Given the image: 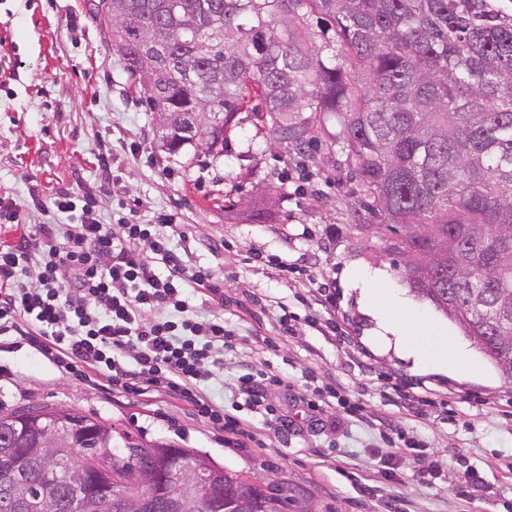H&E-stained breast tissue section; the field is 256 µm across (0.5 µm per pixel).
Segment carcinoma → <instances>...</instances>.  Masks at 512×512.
<instances>
[{"mask_svg": "<svg viewBox=\"0 0 512 512\" xmlns=\"http://www.w3.org/2000/svg\"><path fill=\"white\" fill-rule=\"evenodd\" d=\"M163 147L224 151V128L255 99L275 141L300 151L320 116L339 123L363 190L392 225L386 251L411 290L455 322L512 379L499 337L512 336V0H98ZM169 45L150 68L136 59L139 27ZM341 45L356 77L336 65ZM170 112H209L182 132ZM448 239V263L430 260ZM17 420L61 416L81 424L74 443L110 448L135 467L145 443L67 407L28 406ZM0 426V454L34 448L37 427ZM265 487L247 512H285Z\"/></svg>", "mask_w": 512, "mask_h": 512, "instance_id": "carcinoma-1", "label": "carcinoma"}]
</instances>
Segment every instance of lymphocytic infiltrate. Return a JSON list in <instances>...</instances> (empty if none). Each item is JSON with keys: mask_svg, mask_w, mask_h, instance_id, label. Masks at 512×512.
I'll return each instance as SVG.
<instances>
[{"mask_svg": "<svg viewBox=\"0 0 512 512\" xmlns=\"http://www.w3.org/2000/svg\"><path fill=\"white\" fill-rule=\"evenodd\" d=\"M53 205L77 221L43 224L0 245V337L26 335L127 392L163 385L225 433L244 437L239 420L200 390L223 367L235 332L223 318L189 310L190 290L209 287L211 274L173 249L170 218L113 226L71 195Z\"/></svg>", "mask_w": 512, "mask_h": 512, "instance_id": "1", "label": "lymphocytic infiltrate"}]
</instances>
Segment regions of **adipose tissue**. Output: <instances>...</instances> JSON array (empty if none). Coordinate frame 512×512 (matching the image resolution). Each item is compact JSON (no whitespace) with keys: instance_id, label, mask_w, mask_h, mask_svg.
I'll use <instances>...</instances> for the list:
<instances>
[{"instance_id":"adipose-tissue-1","label":"adipose tissue","mask_w":512,"mask_h":512,"mask_svg":"<svg viewBox=\"0 0 512 512\" xmlns=\"http://www.w3.org/2000/svg\"><path fill=\"white\" fill-rule=\"evenodd\" d=\"M357 279L382 334L391 335L399 350L413 357L418 365L446 374L479 372L478 363L460 342L386 288L380 275L363 272Z\"/></svg>"}]
</instances>
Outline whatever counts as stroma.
Returning a JSON list of instances; mask_svg holds the SVG:
<instances>
[{
    "instance_id": "35a3bbf8",
    "label": "stroma",
    "mask_w": 512,
    "mask_h": 512,
    "mask_svg": "<svg viewBox=\"0 0 512 512\" xmlns=\"http://www.w3.org/2000/svg\"><path fill=\"white\" fill-rule=\"evenodd\" d=\"M224 132V151L188 146L172 156L158 147L151 113L134 80L90 13V0H0V199L21 221L0 225V245L35 233L53 215L59 192L90 198L100 220L145 222L171 215L182 233L172 244L209 268L223 302L190 292L201 317L221 316L236 340L224 368L204 385L208 398L236 409L257 439L236 448L175 397L113 391L101 376L69 372L40 349L0 350V412L28 404L66 406L98 417L144 442L163 441L206 455L225 469L306 500L312 512H512V382L475 343L478 376L419 369L380 343L377 324L352 275L376 270L410 305L432 313L449 336L464 332L414 294L386 252L388 219L373 213L328 123L302 168L254 113ZM327 251L314 249L328 228ZM314 264L333 283L335 310L349 340L323 333L325 309L278 262ZM296 332L280 330L283 315ZM272 371L286 380L274 400L291 422L275 433L268 416L245 405L241 375ZM339 381L363 416L336 435L309 422L298 396L327 378ZM420 379L429 406L404 409L389 394L402 378ZM405 447H390V440Z\"/></svg>"
}]
</instances>
